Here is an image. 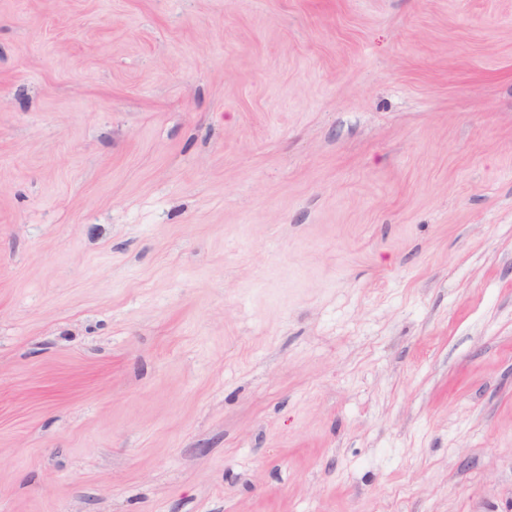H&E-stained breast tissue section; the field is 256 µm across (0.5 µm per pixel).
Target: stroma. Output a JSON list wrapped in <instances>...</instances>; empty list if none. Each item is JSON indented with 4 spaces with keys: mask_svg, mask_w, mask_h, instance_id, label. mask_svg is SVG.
I'll list each match as a JSON object with an SVG mask.
<instances>
[{
    "mask_svg": "<svg viewBox=\"0 0 512 512\" xmlns=\"http://www.w3.org/2000/svg\"><path fill=\"white\" fill-rule=\"evenodd\" d=\"M0 512H512V0H0Z\"/></svg>",
    "mask_w": 512,
    "mask_h": 512,
    "instance_id": "stroma-1",
    "label": "stroma"
}]
</instances>
